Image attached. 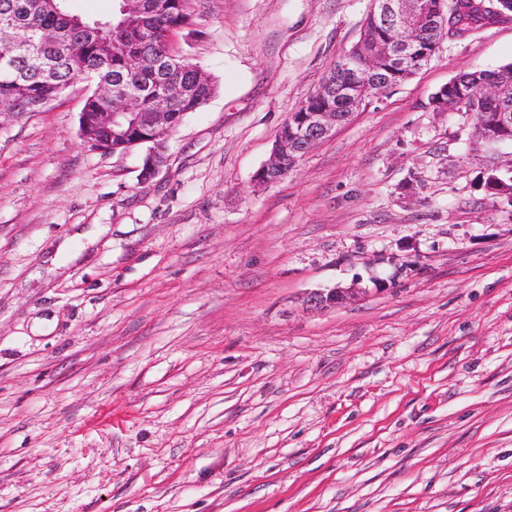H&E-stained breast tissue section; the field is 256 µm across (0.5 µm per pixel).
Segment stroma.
<instances>
[{
	"label": "stroma",
	"mask_w": 512,
	"mask_h": 512,
	"mask_svg": "<svg viewBox=\"0 0 512 512\" xmlns=\"http://www.w3.org/2000/svg\"><path fill=\"white\" fill-rule=\"evenodd\" d=\"M190 7L218 91L155 178L84 145L88 83L0 116V512H512V199L429 105L512 21L259 188L371 0ZM357 284L310 292L305 298V306L309 310L321 311L347 304L363 293V288L357 287Z\"/></svg>",
	"instance_id": "35a3bbf8"
}]
</instances>
